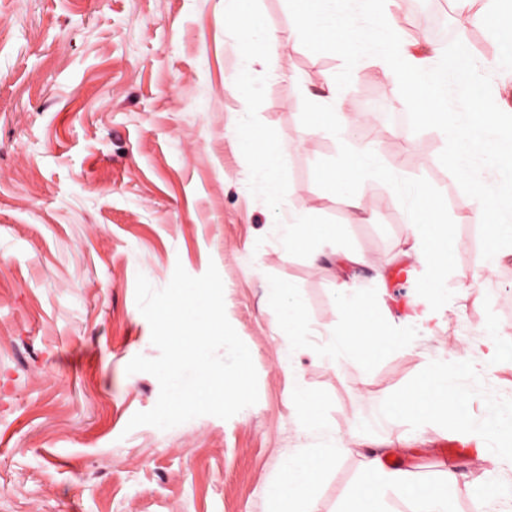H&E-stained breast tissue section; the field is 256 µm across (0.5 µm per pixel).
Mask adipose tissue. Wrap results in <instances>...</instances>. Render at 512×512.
Returning a JSON list of instances; mask_svg holds the SVG:
<instances>
[{"mask_svg": "<svg viewBox=\"0 0 512 512\" xmlns=\"http://www.w3.org/2000/svg\"><path fill=\"white\" fill-rule=\"evenodd\" d=\"M253 2L224 0L225 30L235 31L243 19L249 24L247 38L237 44L239 67L232 75L243 97L253 99L260 94L252 78L254 66L269 50L284 44L292 49L321 44L346 63L364 64L377 76L410 88L415 116L431 117L447 134L442 160L452 189L477 201L468 220L483 230L487 252L483 276H493L498 264L512 261V107L502 101L497 84L499 77L512 78V0H455L460 11L469 13L475 24L497 40L499 53L490 60L475 57L462 39L449 47L417 48L396 19V0H291L292 28L284 41L267 27ZM341 86V76L330 74L320 93L310 96L315 120L305 127L304 137L331 135L339 145L333 162L317 166L316 174L336 187L354 183L362 188H387L407 218L403 254L424 268L429 291L434 298H442L448 265L440 252L448 244L452 223L444 213L431 219L434 198L427 187L411 181L399 167L376 163L368 149L349 139L357 118L345 110ZM305 213V205L289 204L288 215L278 228L284 255L310 240L335 237L334 228L311 223ZM336 315L335 326L325 330L320 346L319 354L326 361L370 359L382 342L402 352L412 346L410 333L392 329L388 310L363 305L359 289L352 284H340ZM471 363L467 355L454 356L449 362H426L423 378L415 387L393 394L386 410L413 431L452 425L457 436L474 443L478 462L512 467V448L501 445L504 415L494 407L480 417L470 411ZM288 403L323 445L301 449L287 458L272 485L273 512H315L318 478L347 451L349 442L312 414V399L305 391L290 393ZM458 477L455 466H448L433 489L420 490L414 472L387 466L382 449L376 447L367 456L343 512H389L392 494L407 500L410 512H451L448 490Z\"/></svg>", "mask_w": 512, "mask_h": 512, "instance_id": "ef3b65f1", "label": "adipose tissue"}]
</instances>
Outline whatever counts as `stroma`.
<instances>
[{"label":"stroma","instance_id":"35a3bbf8","mask_svg":"<svg viewBox=\"0 0 512 512\" xmlns=\"http://www.w3.org/2000/svg\"><path fill=\"white\" fill-rule=\"evenodd\" d=\"M446 20L473 55L497 54L466 14ZM0 30V512H271L284 460L320 443L288 405L294 386L315 396L340 436L385 443L399 467L433 481L443 465L438 444L453 431L400 444L386 402L421 377L424 359L465 353L491 329L512 344V262L467 299L430 307L417 293L423 271L395 277L410 264L396 199L374 187L367 221L348 223L343 196L315 175L337 142L302 135L304 91L342 72V58L319 46L269 58L253 74L263 93L248 101L229 78L238 54L224 0H0ZM342 93L352 110L369 98L379 104L359 119L378 162L436 193L448 185L434 127L420 121L397 132L384 122L383 108L409 105L401 85L359 68ZM244 115L277 153V198L253 191L248 155L230 138ZM288 200L335 226V240L284 256L277 227ZM472 229L454 225L462 244L448 248L450 273L482 267ZM347 250L368 262L358 288L413 332L414 349L382 347L366 362L311 353L286 373L273 328L288 304L269 302L264 285L289 283L308 322L334 325L345 278L336 255ZM212 264L227 318L252 355L258 402L228 420L128 429L160 393L153 375L125 371L136 355H159L136 305L137 275L160 289L176 266L198 277ZM469 384L475 414L493 405L512 415V366L475 370ZM365 454L351 447L324 471L318 512H342ZM452 462L463 474L448 491L453 512H473L485 480L512 485V468L489 474L470 454Z\"/></svg>","mask_w":512,"mask_h":512}]
</instances>
